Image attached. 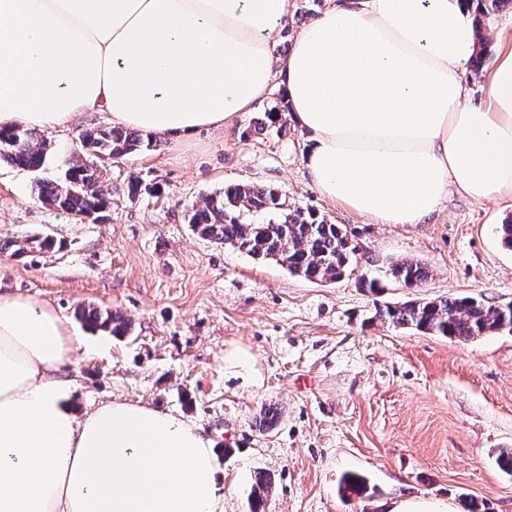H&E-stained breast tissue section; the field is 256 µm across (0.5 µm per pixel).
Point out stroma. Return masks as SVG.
<instances>
[{
  "mask_svg": "<svg viewBox=\"0 0 512 512\" xmlns=\"http://www.w3.org/2000/svg\"><path fill=\"white\" fill-rule=\"evenodd\" d=\"M250 120L181 144L156 135L151 149L112 160L101 224L42 204L39 175L0 162V244L30 234L58 243L21 256L0 247V293L69 320L77 342L61 373L74 407L139 400L197 426L215 447L224 512H250L258 472L271 483L264 512H389L413 496L512 512V476L495 461L512 448V333L456 340L373 318L375 306L423 298L512 302V250L497 234L512 199L454 190L425 223L379 224L318 193L297 127L260 134ZM111 124L87 113L41 131L44 174L81 154L85 130ZM132 176L147 194L129 198ZM232 184L274 188L290 209L347 227L362 260L339 281L311 282L194 234L186 211ZM402 258L424 264L427 280L395 282L388 265ZM84 304L119 311L131 333L88 328L76 316ZM267 408L279 420L262 432ZM347 472L368 479L364 496L341 497Z\"/></svg>",
  "mask_w": 512,
  "mask_h": 512,
  "instance_id": "35a3bbf8",
  "label": "stroma"
}]
</instances>
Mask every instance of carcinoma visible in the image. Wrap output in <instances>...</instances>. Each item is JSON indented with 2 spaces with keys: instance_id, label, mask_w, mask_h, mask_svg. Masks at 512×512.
I'll return each instance as SVG.
<instances>
[{
  "instance_id": "carcinoma-1",
  "label": "carcinoma",
  "mask_w": 512,
  "mask_h": 512,
  "mask_svg": "<svg viewBox=\"0 0 512 512\" xmlns=\"http://www.w3.org/2000/svg\"><path fill=\"white\" fill-rule=\"evenodd\" d=\"M288 105L263 113L255 121L254 130L261 133L274 126L283 127V113ZM82 140L92 145L97 156L84 153L71 157L64 175L41 178L36 183L37 198L44 204L59 208L76 218L101 209L110 203L106 195L96 192L101 180L99 156L110 159L150 149L152 140L118 128L94 127L82 134ZM49 145L36 132L22 128L17 134L0 130V162L34 172L46 169ZM267 213L266 222L248 221L249 213ZM187 223L199 237L230 245L254 257L271 259L294 275L309 281H337L350 272L359 261V249L348 230L338 224H328L310 213L288 211L281 195L273 189H261L248 184L233 185L205 200L201 208L187 214ZM7 246L13 254L49 250L56 241L49 236L29 235L10 240ZM389 275L407 288L428 277L427 268L417 260L401 259L389 265ZM79 319L89 328L103 330L123 338L131 331L128 321L117 313L94 306L83 307ZM374 317L395 328L410 327L418 331L450 339L467 340L473 336L512 332V308L506 304L489 305L475 297L443 296L429 301L409 300L396 305L375 307ZM269 488L268 477L254 475V503L251 512H260L264 492ZM368 488L367 479L346 474L339 491L346 497H360Z\"/></svg>"
}]
</instances>
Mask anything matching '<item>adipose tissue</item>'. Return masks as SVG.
Instances as JSON below:
<instances>
[{
    "label": "adipose tissue",
    "instance_id": "ef3b65f1",
    "mask_svg": "<svg viewBox=\"0 0 512 512\" xmlns=\"http://www.w3.org/2000/svg\"><path fill=\"white\" fill-rule=\"evenodd\" d=\"M291 0H0V128L88 112L186 140L251 111L280 78L318 192L379 224H419L450 189L512 199V43L485 103L456 74L471 0L330 5L286 55ZM65 317L0 294V512H224L212 442L114 400L77 411Z\"/></svg>",
    "mask_w": 512,
    "mask_h": 512
}]
</instances>
